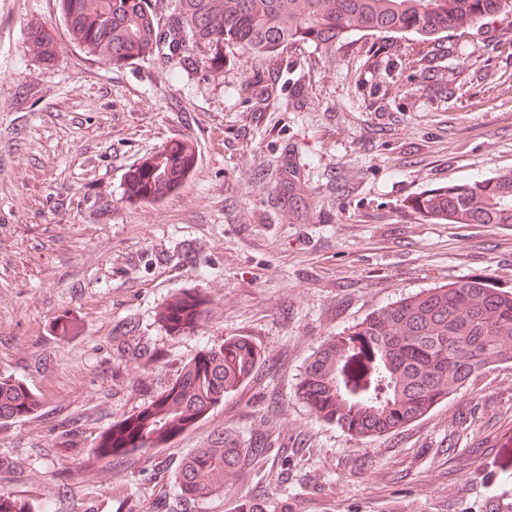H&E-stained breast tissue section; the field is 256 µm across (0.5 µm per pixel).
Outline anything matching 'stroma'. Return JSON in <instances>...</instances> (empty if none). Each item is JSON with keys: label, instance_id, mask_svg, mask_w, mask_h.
Returning a JSON list of instances; mask_svg holds the SVG:
<instances>
[{"label": "stroma", "instance_id": "obj_1", "mask_svg": "<svg viewBox=\"0 0 512 512\" xmlns=\"http://www.w3.org/2000/svg\"><path fill=\"white\" fill-rule=\"evenodd\" d=\"M60 44L42 63L32 25ZM166 58L112 66L74 45L57 0H0V373L40 392L39 413L0 426V453L61 448V415L105 400L60 459L0 478L46 512L58 483L75 507L115 487L141 504L152 480L94 463V435L174 381L204 345L250 337L254 377L162 460L227 428L249 439L273 419L285 445L267 477L288 512H489L512 502V362L399 432L356 440L318 422L297 385L317 346L371 312L427 288L479 278L512 291L511 224H438L414 198L512 169V40L475 25L423 50L356 35L327 54H225L224 67L173 80ZM197 163L159 201H127L125 178L162 142ZM311 156L304 200L275 201L291 156ZM195 246L190 264L169 245ZM201 282L198 333L153 322L167 294ZM163 353L141 370L111 349L112 327Z\"/></svg>", "mask_w": 512, "mask_h": 512}]
</instances>
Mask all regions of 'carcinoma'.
Returning <instances> with one entry per match:
<instances>
[{"instance_id": "carcinoma-1", "label": "carcinoma", "mask_w": 512, "mask_h": 512, "mask_svg": "<svg viewBox=\"0 0 512 512\" xmlns=\"http://www.w3.org/2000/svg\"><path fill=\"white\" fill-rule=\"evenodd\" d=\"M71 40L85 53L121 66L161 55L172 78L207 64L224 65V52L260 54L322 49L356 33L411 35L431 44L489 19H508L512 0H176L160 20L152 0H58ZM45 63L55 61L54 33L30 28ZM195 163L191 145H162L125 180V196L157 201L175 192ZM304 157L288 162V194H300ZM432 220L449 224H512V170L462 180L413 201ZM211 303L194 284L166 295L154 322L171 338L195 333ZM132 320L112 329V346L146 368L162 355L134 338ZM261 349L244 336L206 345L174 382L94 437L96 458L107 465L137 453L143 471L164 475L168 464L151 450L173 441L224 404L256 371ZM512 361V293L481 279L428 288L373 311L348 331L325 338L298 383L315 418L366 440L400 431L466 387L476 374ZM42 399L24 382L0 376V424L38 412ZM273 442L248 444L222 430L201 448L179 456L148 512H185L179 506L224 495V477L268 457ZM0 512H34L31 500L0 487Z\"/></svg>"}]
</instances>
